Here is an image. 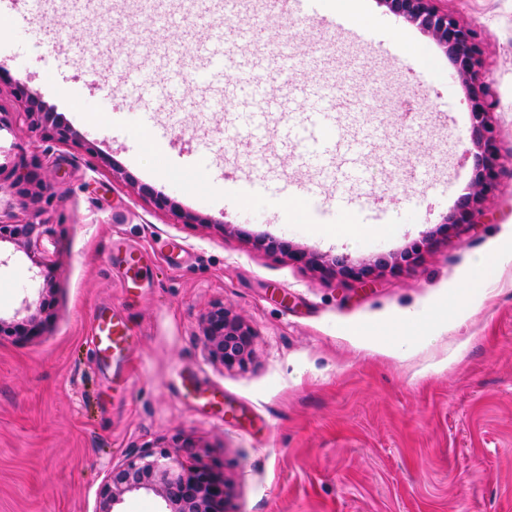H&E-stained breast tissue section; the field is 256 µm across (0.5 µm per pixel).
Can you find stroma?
<instances>
[{"label": "stroma", "instance_id": "obj_1", "mask_svg": "<svg viewBox=\"0 0 512 512\" xmlns=\"http://www.w3.org/2000/svg\"><path fill=\"white\" fill-rule=\"evenodd\" d=\"M357 2L375 21L363 34L292 22L270 0H112L102 21L71 0L51 20L0 0V166L55 194L39 210L0 185L1 216L44 223L50 267L37 277L23 249L0 246V318L49 303L41 335L0 338V512H94L107 471L144 449L210 464L229 486L226 512H512V178L486 193L473 224L445 223L473 178L465 92L417 28L377 0ZM440 6L478 34L499 162L512 168V0ZM401 27L435 64L432 82L419 84L391 39ZM245 29L257 36L239 53L263 63L274 97L294 101L267 114L256 140H225L240 108L215 111L201 81L171 98L132 95L135 76L166 84L161 48ZM286 36L298 55L284 85L271 65ZM15 79L76 141L30 132ZM312 85L342 86L348 99L323 169L289 137L306 118L298 91ZM149 150L158 166L143 163ZM311 186L318 215L287 212ZM159 194L175 209L157 207ZM340 195L360 203L349 214L357 237L336 221ZM181 210L204 223H183ZM272 241L316 261L269 251ZM415 242L420 253L400 268L374 267ZM129 247L144 269L127 293ZM342 254L372 272L355 281L329 270ZM481 254L501 259L498 281L458 299ZM219 307L254 334L244 365L204 348ZM112 310L132 344L102 360L90 323ZM407 314L422 333L401 351Z\"/></svg>", "mask_w": 512, "mask_h": 512}]
</instances>
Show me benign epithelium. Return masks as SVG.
<instances>
[{"instance_id":"obj_1","label":"benign epithelium","mask_w":512,"mask_h":512,"mask_svg":"<svg viewBox=\"0 0 512 512\" xmlns=\"http://www.w3.org/2000/svg\"><path fill=\"white\" fill-rule=\"evenodd\" d=\"M378 2L403 22L418 27L429 36L448 57L464 87L475 149L472 153L475 190L458 199L444 223L469 224L478 210L481 196L505 175L512 176V171L506 172L499 164L500 134L490 117L498 102L481 81L478 35L456 15L439 8L438 0ZM13 90L16 98L25 103L23 115L30 132L47 135L60 142L73 139L75 132L58 122L54 113L30 93L26 84L17 80ZM42 227L43 223L32 219L21 222L0 220V243L9 242L16 246L23 243L35 248L43 234ZM332 265L347 277L359 278L364 274V269L353 266L345 255L332 259ZM40 327L41 321L35 314L21 324L0 319V335L20 330L29 334ZM205 336L210 356L224 365H242L249 358L252 333L241 319L230 316L224 308H218L207 317ZM168 459L165 452L156 455L143 450L128 455L122 463L108 470L98 492L95 512H116L114 507L123 501L125 495L139 492H153L160 496L169 512H223L227 485L213 476L209 466L197 464L177 471Z\"/></svg>"}]
</instances>
